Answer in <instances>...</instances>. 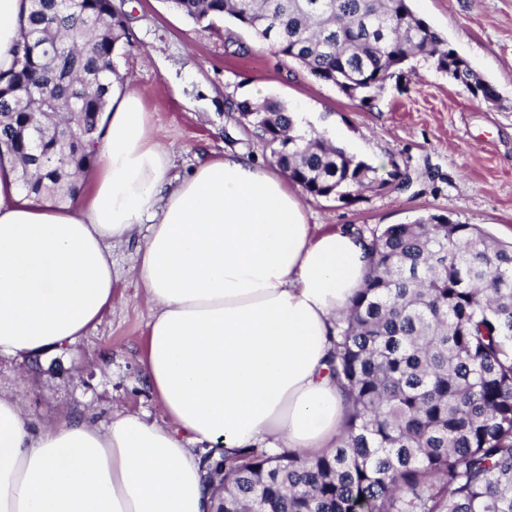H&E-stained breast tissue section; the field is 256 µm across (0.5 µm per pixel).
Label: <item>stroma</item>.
<instances>
[{"label": "stroma", "mask_w": 512, "mask_h": 512, "mask_svg": "<svg viewBox=\"0 0 512 512\" xmlns=\"http://www.w3.org/2000/svg\"><path fill=\"white\" fill-rule=\"evenodd\" d=\"M411 8L495 87L497 104L414 60L364 105L232 20L196 22L167 0H123L125 36L113 68L151 112L154 136L174 156L172 176L227 151L274 165L235 109L244 99H274L307 113L313 131L336 136L380 175L397 169L410 177L408 187L366 189L350 203L303 195L318 230L380 229L443 214L512 242V0H411ZM135 251L132 242L114 249L116 299L86 336L42 358L0 356V392L33 425L75 412L104 423L117 409L167 424L140 364L151 307L133 270Z\"/></svg>", "instance_id": "obj_1"}]
</instances>
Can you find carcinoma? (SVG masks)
Returning <instances> with one entry per match:
<instances>
[{
    "instance_id": "carcinoma-1",
    "label": "carcinoma",
    "mask_w": 512,
    "mask_h": 512,
    "mask_svg": "<svg viewBox=\"0 0 512 512\" xmlns=\"http://www.w3.org/2000/svg\"><path fill=\"white\" fill-rule=\"evenodd\" d=\"M410 0H177L230 18L316 80L371 103L415 58L497 100ZM122 15L110 0H30L19 68L0 74V153L29 194L74 199L112 101ZM288 179L350 202L403 186L323 135H293L278 101L236 103ZM364 287L336 322L331 371L348 406L337 448H252L202 467L218 512H512V244L444 215L372 234Z\"/></svg>"
}]
</instances>
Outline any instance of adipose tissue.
<instances>
[{
    "label": "adipose tissue",
    "instance_id": "obj_1",
    "mask_svg": "<svg viewBox=\"0 0 512 512\" xmlns=\"http://www.w3.org/2000/svg\"><path fill=\"white\" fill-rule=\"evenodd\" d=\"M29 0H0V72L15 68ZM99 162L61 207L0 159V354L43 355L100 323L112 260L147 225L134 268L154 314L141 366L168 426L113 412L33 427L0 395V512H213L199 446L335 448L347 409L329 338L362 287L365 243L314 233L276 168L242 152L172 178L140 93L112 81Z\"/></svg>",
    "mask_w": 512,
    "mask_h": 512
}]
</instances>
